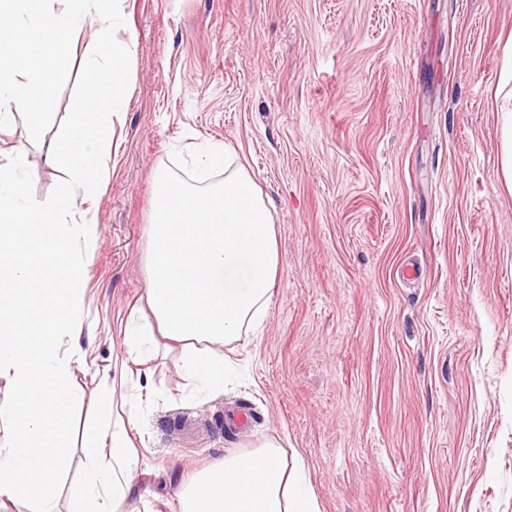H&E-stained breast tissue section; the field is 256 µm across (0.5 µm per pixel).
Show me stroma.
Returning a JSON list of instances; mask_svg holds the SVG:
<instances>
[{
  "instance_id": "obj_1",
  "label": "stroma",
  "mask_w": 512,
  "mask_h": 512,
  "mask_svg": "<svg viewBox=\"0 0 512 512\" xmlns=\"http://www.w3.org/2000/svg\"><path fill=\"white\" fill-rule=\"evenodd\" d=\"M124 19L129 87L71 347L78 426L102 418L119 323L144 305L154 172L222 142L272 207L278 278L260 328L224 349L232 384L185 386L162 346L129 364L147 512L266 438L321 512H512V0H126ZM57 123L37 144L0 135L40 200Z\"/></svg>"
}]
</instances>
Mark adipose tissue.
<instances>
[{
    "mask_svg": "<svg viewBox=\"0 0 512 512\" xmlns=\"http://www.w3.org/2000/svg\"><path fill=\"white\" fill-rule=\"evenodd\" d=\"M203 167L224 178L190 183L162 170L154 175V205L144 268L152 319L125 325L122 343L145 351L162 339L181 352L188 379L224 384V347L258 328L278 277L274 217L253 178L223 144L199 146ZM111 423L83 436L84 478L68 512H142L133 496L139 453L113 398L102 402ZM175 512H320L299 461L277 440L256 452H233L196 474L176 493Z\"/></svg>",
    "mask_w": 512,
    "mask_h": 512,
    "instance_id": "adipose-tissue-1",
    "label": "adipose tissue"
}]
</instances>
